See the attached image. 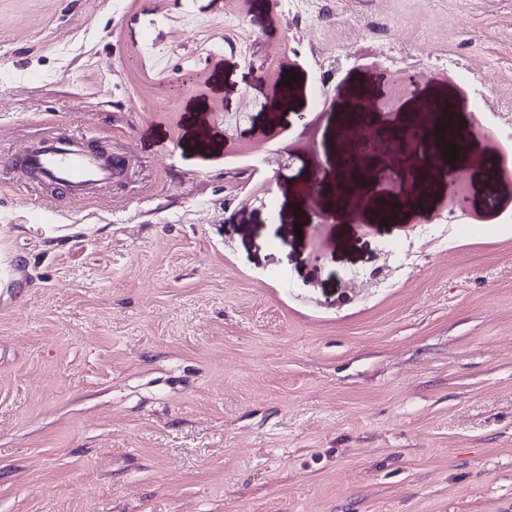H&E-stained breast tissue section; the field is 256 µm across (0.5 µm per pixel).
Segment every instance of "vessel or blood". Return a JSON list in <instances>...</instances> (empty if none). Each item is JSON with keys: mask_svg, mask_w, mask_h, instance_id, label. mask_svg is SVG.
Returning a JSON list of instances; mask_svg holds the SVG:
<instances>
[{"mask_svg": "<svg viewBox=\"0 0 512 512\" xmlns=\"http://www.w3.org/2000/svg\"><path fill=\"white\" fill-rule=\"evenodd\" d=\"M23 160L39 184L59 188L73 199L86 198L92 188L115 181L126 162L120 155L108 159L91 150H71L60 137L33 139Z\"/></svg>", "mask_w": 512, "mask_h": 512, "instance_id": "obj_1", "label": "vessel or blood"}]
</instances>
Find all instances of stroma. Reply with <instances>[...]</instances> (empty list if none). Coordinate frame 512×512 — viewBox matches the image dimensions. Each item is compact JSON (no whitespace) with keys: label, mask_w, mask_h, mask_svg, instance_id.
<instances>
[{"label":"stroma","mask_w":512,"mask_h":512,"mask_svg":"<svg viewBox=\"0 0 512 512\" xmlns=\"http://www.w3.org/2000/svg\"><path fill=\"white\" fill-rule=\"evenodd\" d=\"M326 2L0 0V155L127 160L0 168V512H512V163L452 74L512 117V0ZM358 99L467 131L465 229L428 168L337 198ZM63 138L37 137L24 153L25 170L38 184L63 190L70 198L85 199L92 188L117 178L126 159L112 155L109 160L95 151H74Z\"/></svg>","instance_id":"35a3bbf8"}]
</instances>
